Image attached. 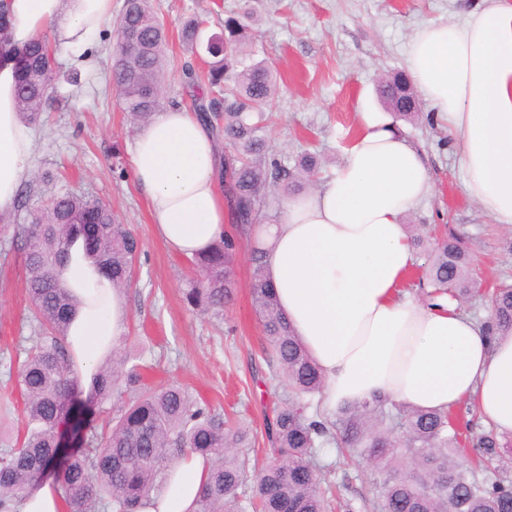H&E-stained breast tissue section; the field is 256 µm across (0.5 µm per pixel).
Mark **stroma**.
Wrapping results in <instances>:
<instances>
[{
	"label": "stroma",
	"instance_id": "35a3bbf8",
	"mask_svg": "<svg viewBox=\"0 0 512 512\" xmlns=\"http://www.w3.org/2000/svg\"><path fill=\"white\" fill-rule=\"evenodd\" d=\"M471 0H150L168 30L160 108L192 109L188 71L204 64L177 39L182 20L210 16L209 33L224 19L249 10L248 34L263 57L277 64L279 92L270 110L267 139L275 159L293 166L316 154L323 177L344 159L356 113L384 111L377 85L406 69L409 42L426 24L461 22ZM115 24H107L83 56L57 46L64 77L51 92L49 112L33 128L29 176L23 187L31 205L61 189L108 203L119 223L139 239L136 278L125 291L129 320L122 342L148 365L149 383L178 382L195 397L234 417L252 447L265 454L266 424L285 396L264 353L255 315L247 249L235 266L233 299L223 316L190 307L185 292L193 276L189 258L174 254L152 233L149 207L139 190L131 155L140 124L132 122L110 82ZM430 107L404 123L406 136L429 163L433 190L406 221L459 233L482 278L512 282V229L494 223L463 192V173L447 129L430 121ZM22 258L11 234L0 235V385L9 379V356L28 335V301ZM327 482L357 512H375L366 468L319 453Z\"/></svg>",
	"mask_w": 512,
	"mask_h": 512
}]
</instances>
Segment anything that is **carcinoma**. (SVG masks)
<instances>
[{
    "mask_svg": "<svg viewBox=\"0 0 512 512\" xmlns=\"http://www.w3.org/2000/svg\"><path fill=\"white\" fill-rule=\"evenodd\" d=\"M208 21L191 15L182 22L180 41L193 54L210 57L203 79L225 88L224 98H194L195 111L208 127L221 121L224 141L234 152L224 155L232 173L226 192L237 236L249 234L268 205L271 188L281 185L298 194L318 169L317 158L304 153L292 168L269 158L264 136L267 108L275 93L277 70L262 59L247 62V25L243 17L224 20V33L203 40ZM112 71L123 108L131 119L146 122L159 106L164 23L148 0H125ZM16 62L18 109L29 125L40 120L47 92L60 78L54 52L43 38L17 49L8 18L0 11V59ZM410 86L403 73L380 80L387 109L411 119ZM427 234L412 244L427 256L424 275L409 283L429 301L444 296L467 302L480 296L469 253L453 231L423 248ZM237 236H226L194 258L197 277L186 301L215 316L231 299ZM25 269L30 305V335L18 344L10 363L23 398L25 433L0 448V512H14L29 488L50 470L69 512H95L98 504L112 512H137L142 501L161 489L165 463L174 455H197L209 464L195 512H328L330 489L314 463L317 448L336 444L366 461L373 474L377 512H512V480L500 463L512 444L497 433H474V420L448 411L401 407L383 399L336 409L322 418L315 398L324 382L305 347L282 317L265 275L266 254L250 253L253 306L263 330L267 355L288 390L267 425L273 458L250 475L247 433L228 424L220 412L200 403L178 384L153 388L142 381L140 365L126 349L115 347L112 359L96 370V387L86 403L107 414L103 424L78 409L81 383L73 369L67 336L83 304L69 287L65 271L80 258L115 290L131 284L140 254L138 239L118 223L109 205L97 198L63 191L32 212L31 223L14 228ZM492 312L484 321L487 335H512V284L500 282L491 292ZM73 424L77 450L63 452L60 427Z\"/></svg>",
    "mask_w": 512,
    "mask_h": 512,
    "instance_id": "obj_1",
    "label": "carcinoma"
}]
</instances>
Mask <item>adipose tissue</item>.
Here are the masks:
<instances>
[{
  "label": "adipose tissue",
  "instance_id": "ef3b65f1",
  "mask_svg": "<svg viewBox=\"0 0 512 512\" xmlns=\"http://www.w3.org/2000/svg\"><path fill=\"white\" fill-rule=\"evenodd\" d=\"M0 7L19 45L50 26L56 42L79 47L112 19V0H0ZM406 68L456 143L466 196L512 227V0H482L461 24L420 27ZM15 79L14 62L1 59L2 217L28 177L32 149ZM356 128L332 177L288 202L278 223L253 230L280 309L324 378L322 413L373 398L439 411L466 402L487 429L512 436V335L487 339L455 303L433 308L404 288L416 257L403 218L432 190L423 152L392 115L357 113ZM132 166L153 233L169 250L191 258L224 236L215 146L195 114L171 109L149 122ZM66 278L82 296L106 297L79 310L68 336L88 384L128 314L122 292L99 288L91 268L70 265ZM207 476L202 458H184L140 512H194Z\"/></svg>",
  "mask_w": 512,
  "mask_h": 512
}]
</instances>
